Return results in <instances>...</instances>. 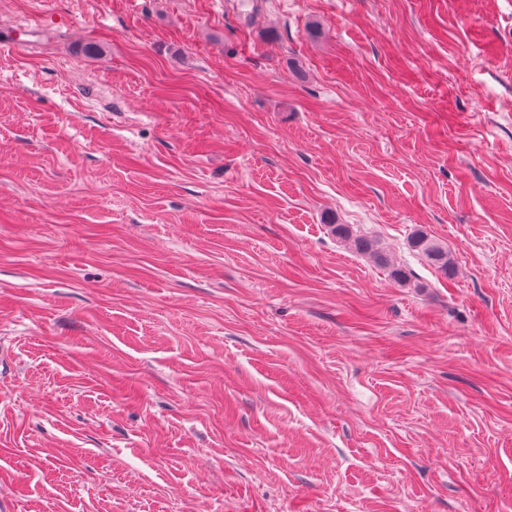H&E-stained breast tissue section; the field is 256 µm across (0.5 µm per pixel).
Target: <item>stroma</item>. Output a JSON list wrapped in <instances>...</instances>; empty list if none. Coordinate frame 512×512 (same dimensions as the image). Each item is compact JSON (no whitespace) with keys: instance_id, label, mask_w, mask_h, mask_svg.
Returning <instances> with one entry per match:
<instances>
[{"instance_id":"1","label":"stroma","mask_w":512,"mask_h":512,"mask_svg":"<svg viewBox=\"0 0 512 512\" xmlns=\"http://www.w3.org/2000/svg\"><path fill=\"white\" fill-rule=\"evenodd\" d=\"M257 3L0 0V512H512V0ZM411 246L444 274L450 275L453 272V262L448 256V248L441 242L419 233L412 238Z\"/></svg>"}]
</instances>
